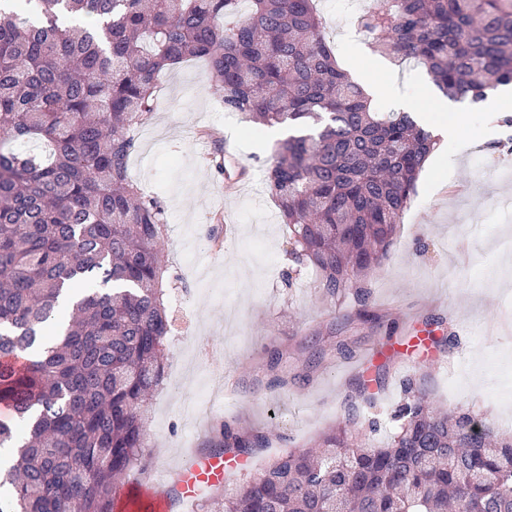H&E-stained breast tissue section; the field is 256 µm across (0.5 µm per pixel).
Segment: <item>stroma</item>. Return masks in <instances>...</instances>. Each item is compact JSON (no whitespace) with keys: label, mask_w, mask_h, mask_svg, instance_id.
<instances>
[{"label":"stroma","mask_w":512,"mask_h":512,"mask_svg":"<svg viewBox=\"0 0 512 512\" xmlns=\"http://www.w3.org/2000/svg\"><path fill=\"white\" fill-rule=\"evenodd\" d=\"M380 0H318L324 35L339 64L359 83L374 81L384 111L413 110L429 128L446 121L427 96L417 63L396 66L377 55L356 19ZM152 118L135 132L132 180L156 197L166 230L161 258L169 279L174 327L164 341L165 381L150 399L144 464L127 478L151 475L167 489L177 464L205 452L224 423L260 430L271 447L239 456L226 481L245 487L288 449L313 444L343 413L360 383L383 373L375 406L362 418L379 423L372 444L396 431L393 409L402 382L424 373L436 405L472 411L512 433V402L496 389L512 383V152L497 113L470 107L474 138L440 137L436 162L418 181L382 268L355 293L330 298L313 269L294 273L288 228L265 189L276 139L225 111L204 64L166 70ZM233 144L224 172L197 156L202 135ZM247 180L226 189L225 173ZM376 314L357 316L359 307ZM346 344L338 353L337 344ZM283 355L288 383L270 387L271 351Z\"/></svg>","instance_id":"35a3bbf8"}]
</instances>
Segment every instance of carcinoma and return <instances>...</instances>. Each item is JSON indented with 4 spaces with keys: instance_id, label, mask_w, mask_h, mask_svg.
I'll return each instance as SVG.
<instances>
[{
    "instance_id": "obj_1",
    "label": "carcinoma",
    "mask_w": 512,
    "mask_h": 512,
    "mask_svg": "<svg viewBox=\"0 0 512 512\" xmlns=\"http://www.w3.org/2000/svg\"><path fill=\"white\" fill-rule=\"evenodd\" d=\"M0 0V512H113L143 460L147 395L170 331L160 202L127 172L132 131L162 72L205 62L224 111L287 135L265 188L291 254L330 297L382 264L437 139L415 112H380L342 68L314 0ZM375 51L414 60L436 90L478 105L512 83V0H392L360 15ZM43 144L41 152L20 145ZM68 299L58 320L60 300ZM398 432L366 446L360 385L319 452L291 450L224 492V512H512V436L433 406L404 383ZM269 445L228 422L214 454Z\"/></svg>"
}]
</instances>
